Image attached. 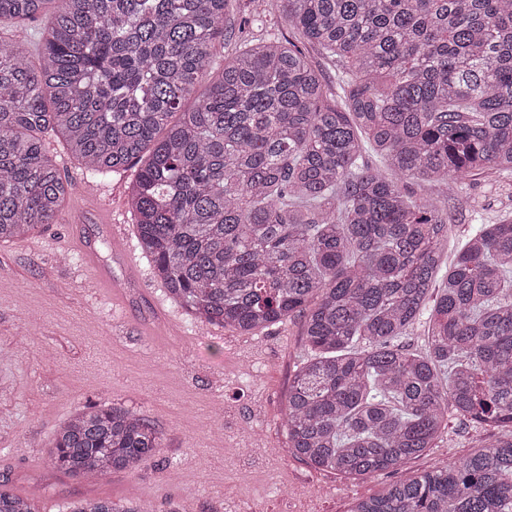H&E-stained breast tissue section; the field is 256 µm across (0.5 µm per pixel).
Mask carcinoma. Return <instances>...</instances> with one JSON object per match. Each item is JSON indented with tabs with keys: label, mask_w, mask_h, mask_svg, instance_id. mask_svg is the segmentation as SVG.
<instances>
[{
	"label": "carcinoma",
	"mask_w": 512,
	"mask_h": 512,
	"mask_svg": "<svg viewBox=\"0 0 512 512\" xmlns=\"http://www.w3.org/2000/svg\"><path fill=\"white\" fill-rule=\"evenodd\" d=\"M233 3L0 0V242L65 209L43 137L89 184L140 162L128 205L172 300L245 334L302 318L314 355L288 392L295 456L374 478L432 447L450 413L512 429V214L470 228L429 308L448 206L406 188L512 180V0H268L337 63L333 80L275 35L242 37L213 71ZM424 315L419 355L396 340ZM161 445L136 412L85 405L49 464L91 484ZM0 512L40 510L0 484ZM67 512L147 504L82 497ZM351 512H512V434Z\"/></svg>",
	"instance_id": "obj_1"
}]
</instances>
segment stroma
<instances>
[{"label":"stroma","mask_w":512,"mask_h":512,"mask_svg":"<svg viewBox=\"0 0 512 512\" xmlns=\"http://www.w3.org/2000/svg\"><path fill=\"white\" fill-rule=\"evenodd\" d=\"M261 12L264 25L243 28ZM242 30L256 43L270 32L292 33L265 0H238L216 63L234 52ZM45 146L71 185L62 220L0 242V479L42 512H66L85 494H132L157 512L172 502L190 512H350L357 500L463 460L497 436V429L449 418L433 448L376 478L345 477L297 458L283 418L293 376L311 354L300 318L253 334L192 320L167 298L147 259L129 275L112 238L114 216L124 238L136 239L127 205L135 169L101 180L94 195L65 144L52 136ZM478 202L491 223L512 210V192L472 181L448 208L449 254L463 244ZM79 223L115 289L99 287L87 267L75 244ZM88 404L137 411L160 433V452L93 485L50 470L56 428Z\"/></svg>","instance_id":"obj_1"}]
</instances>
